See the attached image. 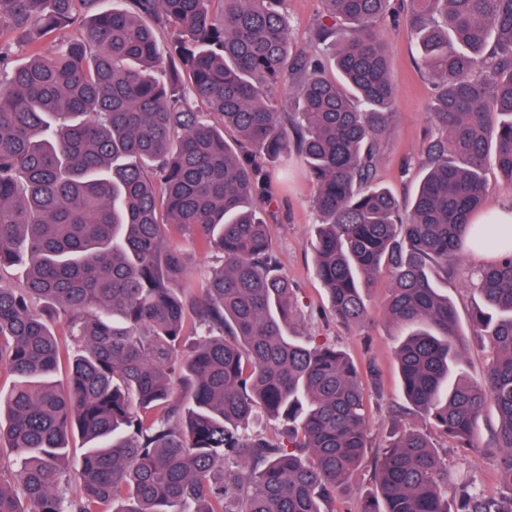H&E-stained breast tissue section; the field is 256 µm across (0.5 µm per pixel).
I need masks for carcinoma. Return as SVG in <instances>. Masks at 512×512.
I'll return each mask as SVG.
<instances>
[{
	"label": "carcinoma",
	"instance_id": "cac0c4a2",
	"mask_svg": "<svg viewBox=\"0 0 512 512\" xmlns=\"http://www.w3.org/2000/svg\"><path fill=\"white\" fill-rule=\"evenodd\" d=\"M104 2L0 0V36L31 48L10 69L0 45V274L25 269L21 285L0 282V366L15 377L0 443L23 455L15 476L0 466V512H341L371 447L365 388L383 374L292 334L296 291L258 212L275 216L273 169L293 151L315 187L332 316L361 324L390 269L386 314L411 328L396 348L407 408L454 447L492 451L506 484L500 498L471 479L450 494L429 434L395 433L360 512H512V234L485 210L488 168L512 190V0H400L435 87L406 203L375 182L394 118L378 27L390 0H322L300 47L287 0ZM81 17L53 55L37 51ZM176 233L221 258L199 295L179 287ZM468 250L496 258L468 280L480 305L464 333L434 277ZM470 339L489 347L487 368L454 379ZM61 370L64 386L50 381ZM261 415L279 437L250 430ZM75 436L89 444L76 469Z\"/></svg>",
	"mask_w": 512,
	"mask_h": 512
}]
</instances>
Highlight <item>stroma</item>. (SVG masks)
<instances>
[{
  "label": "stroma",
  "mask_w": 512,
  "mask_h": 512,
  "mask_svg": "<svg viewBox=\"0 0 512 512\" xmlns=\"http://www.w3.org/2000/svg\"><path fill=\"white\" fill-rule=\"evenodd\" d=\"M387 50L390 75L396 95L397 121L382 146L378 180L399 199L411 198L425 160L424 137L429 127V105L433 83L425 72L420 54L404 27L392 20L380 24ZM274 184L278 199V219L269 228L272 250L283 271L293 282L303 311L295 332L300 336L328 339L358 358H373L383 371L380 391H368L367 414L372 448L384 445L396 431L425 430L426 421L417 413L397 414L403 404L394 349L404 327L389 320L385 300L392 284L388 270H381L369 290L368 315L358 326L345 327L327 314V298L314 272V243L321 221L312 206L315 192L301 162L289 157L276 166ZM448 467L451 479L471 478L489 495L501 491L493 455H473L452 448L443 436L432 434Z\"/></svg>",
  "instance_id": "obj_1"
}]
</instances>
